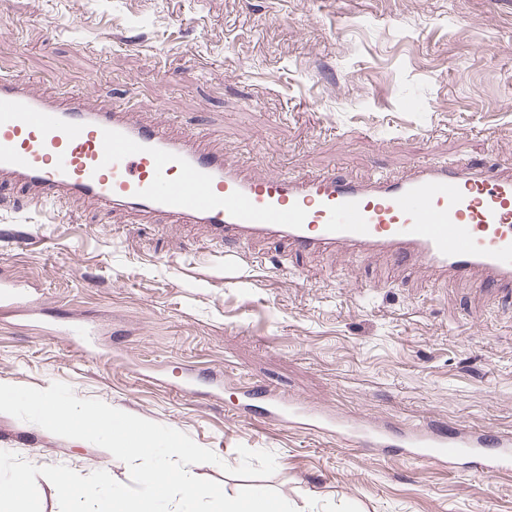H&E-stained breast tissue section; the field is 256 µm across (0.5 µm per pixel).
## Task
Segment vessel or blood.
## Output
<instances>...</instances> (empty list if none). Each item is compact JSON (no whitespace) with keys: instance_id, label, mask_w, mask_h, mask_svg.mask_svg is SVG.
<instances>
[{"instance_id":"obj_1","label":"vessel or blood","mask_w":512,"mask_h":512,"mask_svg":"<svg viewBox=\"0 0 512 512\" xmlns=\"http://www.w3.org/2000/svg\"><path fill=\"white\" fill-rule=\"evenodd\" d=\"M0 174L35 187L38 203L124 204L164 224L205 225L211 242L232 243L230 269L246 261L244 244L271 237L299 252L338 246L452 277L478 273L487 295L512 294V171L444 163L398 178L250 175L197 147L194 134L176 138L167 122L142 124L136 108L90 110L77 91L56 103L1 75ZM261 396L271 420L301 411L271 390ZM335 426L337 437L372 454L395 448L452 470L469 464L482 476L512 471L511 433L416 424L393 437L377 425Z\"/></svg>"}]
</instances>
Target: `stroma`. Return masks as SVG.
Listing matches in <instances>:
<instances>
[{"label":"stroma","instance_id":"35a3bbf8","mask_svg":"<svg viewBox=\"0 0 512 512\" xmlns=\"http://www.w3.org/2000/svg\"><path fill=\"white\" fill-rule=\"evenodd\" d=\"M0 75L49 100L142 103L143 123L262 175L512 164V0H0ZM31 196L0 175V281L43 308L0 301V382H63L179 430L219 457L195 473L230 496L250 484L222 470L243 445L275 454L263 484L297 512H512V474L371 456L242 401L260 386L319 415L512 433V302L276 240L228 276L201 225ZM73 320L85 346L60 333ZM0 450L129 480L97 445L6 413Z\"/></svg>","mask_w":512,"mask_h":512}]
</instances>
